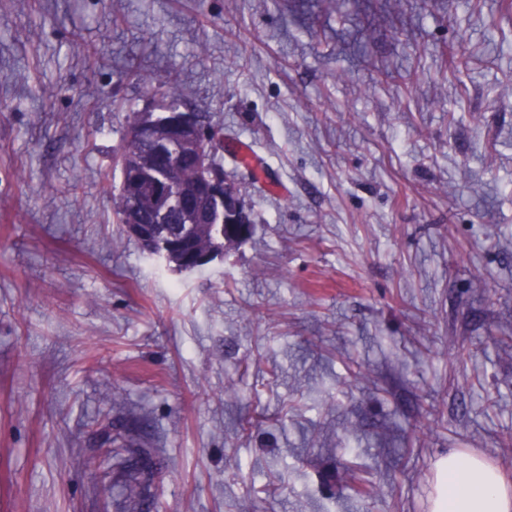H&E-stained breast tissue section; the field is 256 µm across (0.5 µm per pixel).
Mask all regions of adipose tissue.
Instances as JSON below:
<instances>
[{
  "label": "adipose tissue",
  "instance_id": "1",
  "mask_svg": "<svg viewBox=\"0 0 512 512\" xmlns=\"http://www.w3.org/2000/svg\"><path fill=\"white\" fill-rule=\"evenodd\" d=\"M429 512H512V482L484 457L450 452L435 464Z\"/></svg>",
  "mask_w": 512,
  "mask_h": 512
}]
</instances>
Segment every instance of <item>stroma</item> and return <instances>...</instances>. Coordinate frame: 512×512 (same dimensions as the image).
<instances>
[{
    "mask_svg": "<svg viewBox=\"0 0 512 512\" xmlns=\"http://www.w3.org/2000/svg\"><path fill=\"white\" fill-rule=\"evenodd\" d=\"M133 63L266 173L196 270L115 220ZM503 336L512 0H0V512H428L512 478ZM429 512H511L512 483L484 457L453 451L435 463Z\"/></svg>",
    "mask_w": 512,
    "mask_h": 512,
    "instance_id": "obj_1",
    "label": "stroma"
}]
</instances>
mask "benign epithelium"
Segmentation results:
<instances>
[{
    "label": "benign epithelium",
    "instance_id": "1",
    "mask_svg": "<svg viewBox=\"0 0 512 512\" xmlns=\"http://www.w3.org/2000/svg\"><path fill=\"white\" fill-rule=\"evenodd\" d=\"M139 128L146 132H156V141L160 143V152H165L170 143L178 144L181 151L192 154L193 163L198 170V178L191 189L202 193L208 202V211L218 210L224 220V240H234L249 234L251 216L239 198L237 191L226 175L215 168L208 148L207 134L198 122L194 112L182 109L167 112L163 119L152 118V113L140 114ZM154 207L162 213L168 212L174 205L169 191L156 185L150 190ZM126 233L136 239L143 250L151 255H158L165 260H177V265L184 269H196L210 263L217 249H210L196 255L192 260L178 258L180 246L168 245L160 234L145 224L126 223Z\"/></svg>",
    "mask_w": 512,
    "mask_h": 512
}]
</instances>
